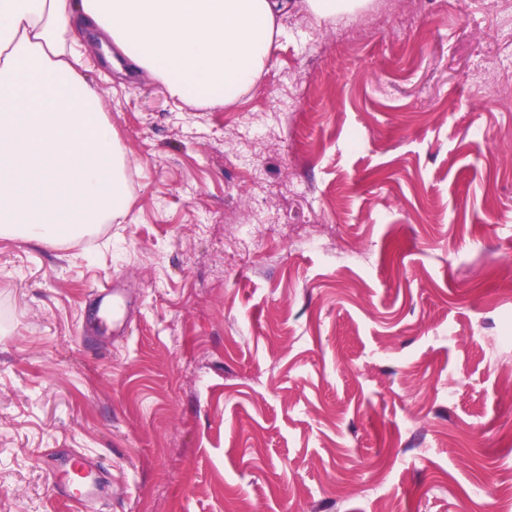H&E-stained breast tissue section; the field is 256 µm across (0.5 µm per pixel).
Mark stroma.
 Returning <instances> with one entry per match:
<instances>
[{"instance_id": "35a3bbf8", "label": "stroma", "mask_w": 512, "mask_h": 512, "mask_svg": "<svg viewBox=\"0 0 512 512\" xmlns=\"http://www.w3.org/2000/svg\"><path fill=\"white\" fill-rule=\"evenodd\" d=\"M282 25L213 108L82 36L133 203L0 239V512H70L50 448L100 464L81 512H512V0ZM267 209L280 234L225 265Z\"/></svg>"}]
</instances>
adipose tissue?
I'll return each mask as SVG.
<instances>
[{
    "label": "adipose tissue",
    "instance_id": "ef3b65f1",
    "mask_svg": "<svg viewBox=\"0 0 512 512\" xmlns=\"http://www.w3.org/2000/svg\"><path fill=\"white\" fill-rule=\"evenodd\" d=\"M296 0H0V238L71 241L125 216L131 160L83 75L71 24L196 106L264 72Z\"/></svg>",
    "mask_w": 512,
    "mask_h": 512
}]
</instances>
